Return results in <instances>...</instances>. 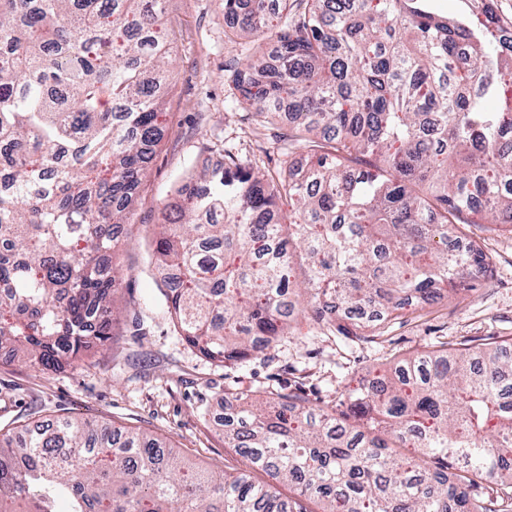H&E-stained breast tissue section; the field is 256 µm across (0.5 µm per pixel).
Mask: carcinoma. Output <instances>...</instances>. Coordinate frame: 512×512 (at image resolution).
I'll use <instances>...</instances> for the list:
<instances>
[{"label":"carcinoma","mask_w":512,"mask_h":512,"mask_svg":"<svg viewBox=\"0 0 512 512\" xmlns=\"http://www.w3.org/2000/svg\"><path fill=\"white\" fill-rule=\"evenodd\" d=\"M224 0L254 54L235 90L284 120L275 180L248 157L179 189L153 240L167 312L204 357L271 347L308 295V326L366 338L485 280L461 230L512 233V35L480 0ZM162 0H0V350L59 366L104 341L134 195L166 132L172 43ZM288 206L283 210L282 206ZM307 274L294 280L291 241ZM224 442L263 471L216 477L144 433L76 418L0 436V512H499L512 502V357L442 343L333 405L295 391L224 399ZM408 452L401 453L399 449Z\"/></svg>","instance_id":"cac0c4a2"}]
</instances>
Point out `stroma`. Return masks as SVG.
Listing matches in <instances>:
<instances>
[{
	"label": "stroma",
	"instance_id": "35a3bbf8",
	"mask_svg": "<svg viewBox=\"0 0 512 512\" xmlns=\"http://www.w3.org/2000/svg\"><path fill=\"white\" fill-rule=\"evenodd\" d=\"M174 32L169 130L157 147L115 263L120 285L108 339L57 369L0 353V434L64 417L108 423L157 437L190 463L214 473L265 475L224 442L218 419L225 391L265 398L279 386L331 404L368 373L389 370L401 356L440 343L478 349L512 344V235L493 224L463 230L483 248L488 278L476 289L416 310L376 329L371 340L315 330L278 342L227 367L189 346L159 308L161 281L147 261L161 210L178 188L221 161L226 148L245 153L269 175L281 170L279 123L248 116L230 94L235 64L248 52L224 35L223 0H167Z\"/></svg>",
	"mask_w": 512,
	"mask_h": 512
}]
</instances>
